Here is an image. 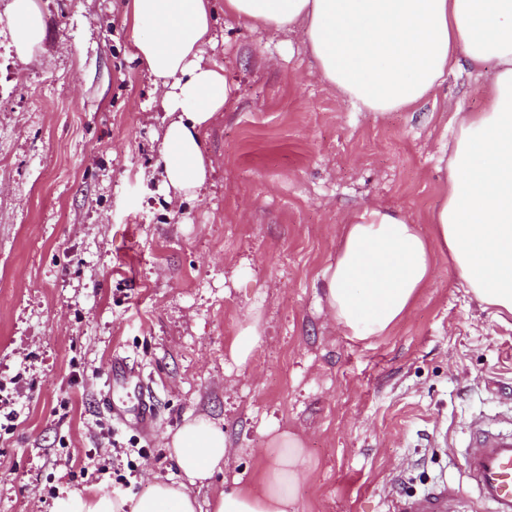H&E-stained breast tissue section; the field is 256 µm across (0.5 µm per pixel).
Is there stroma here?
Returning <instances> with one entry per match:
<instances>
[{"instance_id": "obj_1", "label": "stroma", "mask_w": 512, "mask_h": 512, "mask_svg": "<svg viewBox=\"0 0 512 512\" xmlns=\"http://www.w3.org/2000/svg\"><path fill=\"white\" fill-rule=\"evenodd\" d=\"M0 0V512H52L71 490L140 495L181 473L186 419L224 430L227 463L191 487L199 512L252 485L265 445L304 444L296 512H392L465 487L474 419L512 417V317L499 319L437 255L432 284L379 336L358 339L322 301L345 223L403 211L422 232L446 183L456 108L488 75L450 65L402 112H368L322 78L298 34L218 18L211 63L230 96L203 140L206 190L167 199L161 89L129 50L125 0H39L29 62ZM259 317L246 363L230 356ZM155 400L151 433L102 403L115 357Z\"/></svg>"}]
</instances>
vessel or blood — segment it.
Here are the masks:
<instances>
[{
    "mask_svg": "<svg viewBox=\"0 0 512 512\" xmlns=\"http://www.w3.org/2000/svg\"><path fill=\"white\" fill-rule=\"evenodd\" d=\"M140 376V371L117 358L113 361L109 380L114 383L134 379L135 420L139 429L147 431L154 418L152 393L140 383ZM463 460L475 503L487 512H512V431L503 433L485 423H474ZM456 502V490L443 484L422 495L399 501L396 512H453Z\"/></svg>",
    "mask_w": 512,
    "mask_h": 512,
    "instance_id": "vessel-or-blood-1",
    "label": "vessel or blood"
}]
</instances>
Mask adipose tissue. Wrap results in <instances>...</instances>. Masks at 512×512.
<instances>
[{
    "label": "adipose tissue",
    "instance_id": "adipose-tissue-1",
    "mask_svg": "<svg viewBox=\"0 0 512 512\" xmlns=\"http://www.w3.org/2000/svg\"><path fill=\"white\" fill-rule=\"evenodd\" d=\"M220 11L246 26L302 32L323 78L371 112L412 108L456 58L491 69L483 107L455 114L447 184L429 234L395 209L357 212L323 272L324 297L350 335H381L430 285L440 251L479 302L512 315V0H127L131 54L164 91L163 182L171 197H196L207 181L202 133L229 96L223 69L204 61ZM9 14L14 51L28 61L44 37L38 2L10 0ZM169 451L183 481H158L129 499L73 491L53 512H197L189 489L222 471L224 431L194 418L173 434ZM265 454L255 483L220 492L212 512H295L301 438L276 433Z\"/></svg>",
    "mask_w": 512,
    "mask_h": 512
}]
</instances>
